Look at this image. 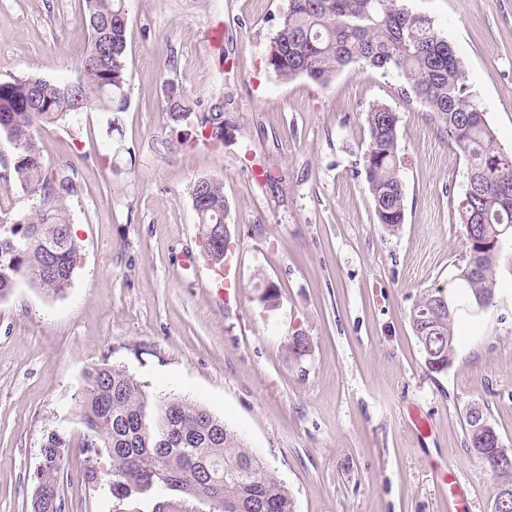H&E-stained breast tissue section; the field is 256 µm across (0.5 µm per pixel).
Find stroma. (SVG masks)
<instances>
[{"mask_svg": "<svg viewBox=\"0 0 512 512\" xmlns=\"http://www.w3.org/2000/svg\"><path fill=\"white\" fill-rule=\"evenodd\" d=\"M408 5L457 49L512 152V0ZM287 10L288 0H128L126 111L38 130L46 167L77 187L63 204L81 251L62 295L20 280L0 300V512H32L53 430L69 442L67 512H105L112 461L77 412L85 371L103 363L222 418L294 512H448L447 469L465 492L460 512H493L503 480L470 448L466 413L479 404L512 448V245L495 302L459 314L452 366L429 371L409 312L427 290H454L466 162L395 76H277L268 48ZM88 45L79 0H0V80L75 78ZM169 82L202 111L223 109V145L171 120ZM377 102L399 116L405 222L394 233L356 167ZM202 175L224 181L239 271L229 280L195 222ZM298 334L310 342L301 357L288 350ZM218 510L174 491L117 507Z\"/></svg>", "mask_w": 512, "mask_h": 512, "instance_id": "stroma-1", "label": "stroma"}]
</instances>
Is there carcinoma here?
I'll use <instances>...</instances> for the list:
<instances>
[{"label": "carcinoma", "instance_id": "carcinoma-1", "mask_svg": "<svg viewBox=\"0 0 512 512\" xmlns=\"http://www.w3.org/2000/svg\"><path fill=\"white\" fill-rule=\"evenodd\" d=\"M82 11L90 43L76 66V78L50 81L28 75L0 81V137L13 147V178L27 194L54 202L15 218L0 216V299L12 292L20 277L47 294H63L79 258L80 246L62 207L77 189L71 180L48 171L35 142L37 131L67 115L123 112L127 107V0H82ZM268 59L283 80L306 76L326 84L355 65L403 79L402 96L433 113L448 144L464 155L466 171L481 174L477 186L464 178L454 215L466 245L460 273L467 297L494 301L501 250L483 244L496 227L512 225V154L498 145L465 63L434 21L411 10L406 0H289L270 40ZM166 110L174 121L195 118L205 141L224 142V113L197 112L182 96L172 94ZM398 122L391 106L371 105L361 159L375 217L391 233L405 219ZM192 189L201 191L194 212L206 237L212 225L227 217L224 182L201 176ZM440 294L439 289L426 292L414 310L430 319L432 334L441 335L443 363L449 367L455 358V313L430 318V305ZM78 411L95 441L112 457L108 492L119 503L172 490L195 498L217 497L220 512H294L286 487L238 433L184 396L151 395L126 370L104 363L85 372ZM468 440L496 473L512 476V469L499 463L512 458V448L501 443L486 447L471 428ZM66 447L64 433L46 434L41 451L58 457V462L37 468L33 493L35 499L46 492L57 495L61 510Z\"/></svg>", "mask_w": 512, "mask_h": 512}]
</instances>
